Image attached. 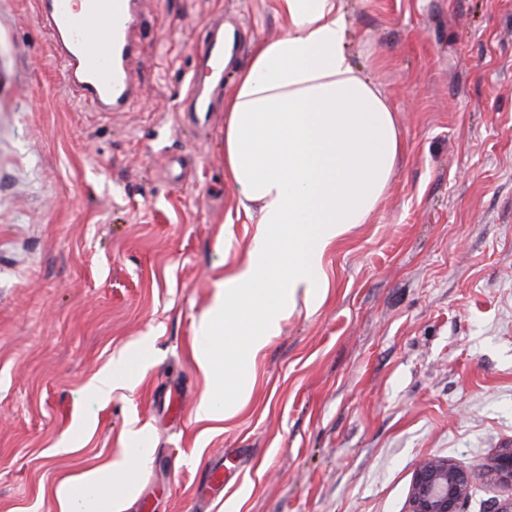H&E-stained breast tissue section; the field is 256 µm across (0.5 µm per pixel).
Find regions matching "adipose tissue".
<instances>
[{
	"label": "adipose tissue",
	"mask_w": 512,
	"mask_h": 512,
	"mask_svg": "<svg viewBox=\"0 0 512 512\" xmlns=\"http://www.w3.org/2000/svg\"><path fill=\"white\" fill-rule=\"evenodd\" d=\"M343 0H271L286 21L279 37L253 44L225 89L224 177L236 210L254 224L244 265L225 277L200 320L207 347L193 360L220 381L246 369L298 304L315 307L330 286L325 257L356 225L369 223L402 151L389 97L352 62ZM240 340L226 363L214 345ZM146 452L127 449L50 487L56 512H124L126 476Z\"/></svg>",
	"instance_id": "1"
}]
</instances>
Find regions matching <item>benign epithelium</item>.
I'll list each match as a JSON object with an SVG mask.
<instances>
[{
  "instance_id": "7a95c632",
  "label": "benign epithelium",
  "mask_w": 512,
  "mask_h": 512,
  "mask_svg": "<svg viewBox=\"0 0 512 512\" xmlns=\"http://www.w3.org/2000/svg\"><path fill=\"white\" fill-rule=\"evenodd\" d=\"M490 475L496 483L512 487V448L499 450ZM471 483L472 474L451 459H425L413 474L408 512H460Z\"/></svg>"
}]
</instances>
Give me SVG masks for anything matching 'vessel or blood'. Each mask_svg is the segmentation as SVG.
Wrapping results in <instances>:
<instances>
[{"label": "vessel or blood", "mask_w": 512, "mask_h": 512, "mask_svg": "<svg viewBox=\"0 0 512 512\" xmlns=\"http://www.w3.org/2000/svg\"><path fill=\"white\" fill-rule=\"evenodd\" d=\"M37 0L40 23L50 35L68 94L92 112H124L140 97L134 67L143 60L139 29L144 0ZM203 58L214 74L224 71V37L211 34Z\"/></svg>", "instance_id": "obj_1"}]
</instances>
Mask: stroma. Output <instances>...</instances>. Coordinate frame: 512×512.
Returning <instances> with one entry per match:
<instances>
[{"mask_svg":"<svg viewBox=\"0 0 512 512\" xmlns=\"http://www.w3.org/2000/svg\"><path fill=\"white\" fill-rule=\"evenodd\" d=\"M347 47L398 111L405 153L370 223L325 259L331 286L223 403L193 363L202 313L254 227L224 180L223 91L189 81L223 18L237 62L280 36L268 0H146L142 97L116 115L68 97L35 0H0V512L149 458L126 512H407L426 458L512 447V0H344ZM131 367L110 400L89 388ZM223 490L207 489L209 469ZM243 382L244 381H236L237 392L235 400L224 399V412L218 411L209 400H202L196 411L197 420L216 422L223 421L226 416L232 415L241 401V395L244 388Z\"/></svg>","mask_w":512,"mask_h":512,"instance_id":"35a3bbf8","label":"stroma"}]
</instances>
